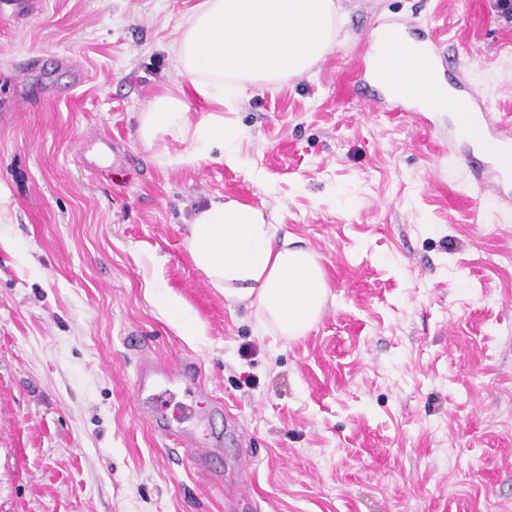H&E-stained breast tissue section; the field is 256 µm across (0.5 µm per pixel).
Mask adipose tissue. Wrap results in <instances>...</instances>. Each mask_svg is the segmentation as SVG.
<instances>
[{"label":"adipose tissue","mask_w":512,"mask_h":512,"mask_svg":"<svg viewBox=\"0 0 512 512\" xmlns=\"http://www.w3.org/2000/svg\"><path fill=\"white\" fill-rule=\"evenodd\" d=\"M335 0H200L171 45L175 86L155 96L138 116L137 135L150 147L167 139L184 143L164 154L172 167H200L221 148V161L238 160L239 133L224 122V107L248 86L309 73L336 40ZM212 110L193 117L187 93ZM261 209L235 200H214L188 226L187 249L194 267L226 301L256 312L262 332L292 339L312 329L328 298L326 274L315 254L278 235ZM159 313L182 335L203 329L173 293L148 282Z\"/></svg>","instance_id":"1"}]
</instances>
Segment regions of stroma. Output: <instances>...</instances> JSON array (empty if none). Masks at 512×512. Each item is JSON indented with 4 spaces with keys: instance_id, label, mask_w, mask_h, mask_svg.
I'll list each match as a JSON object with an SVG mask.
<instances>
[{
    "instance_id": "obj_1",
    "label": "stroma",
    "mask_w": 512,
    "mask_h": 512,
    "mask_svg": "<svg viewBox=\"0 0 512 512\" xmlns=\"http://www.w3.org/2000/svg\"><path fill=\"white\" fill-rule=\"evenodd\" d=\"M197 2L44 0L0 20V110L25 91L20 59L41 57L56 89L0 129V512H512V212L443 151L447 113L372 103L356 77L372 30L402 26L512 115V21L498 0H336L311 74L225 111L239 165L172 168L138 114L176 82L168 47ZM105 137L111 159L83 170ZM219 195L264 208L323 267L305 335L261 333L195 269L187 226ZM155 277L198 340L150 302ZM147 357L201 366L203 393L180 401L223 400L198 428L224 436L218 482L142 419Z\"/></svg>"
}]
</instances>
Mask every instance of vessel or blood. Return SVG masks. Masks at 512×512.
Masks as SVG:
<instances>
[{
  "label": "vessel or blood",
  "mask_w": 512,
  "mask_h": 512,
  "mask_svg": "<svg viewBox=\"0 0 512 512\" xmlns=\"http://www.w3.org/2000/svg\"><path fill=\"white\" fill-rule=\"evenodd\" d=\"M40 6L41 0H0V18L19 22ZM406 36V31L398 27L386 28L381 35H370L369 48L374 56L370 64L371 80L380 88L409 80L416 96H428L434 87V74L443 60L436 48L421 45L415 49L419 68L413 76L395 70L391 65L392 52ZM453 88L469 96L474 109L472 117L481 126L479 152L471 151L465 156L469 181L477 192L493 197L497 204L512 206V122L505 124L496 120L483 98L473 92L466 80L455 79ZM201 386V369L190 361L176 366L144 362L135 380V392L143 402L146 419L154 431L172 439L177 446L196 449L199 465L206 468L214 456L212 443L198 444L194 435L181 427L174 413L170 412L167 398L170 389L188 391Z\"/></svg>",
  "instance_id": "vessel-or-blood-1"
}]
</instances>
